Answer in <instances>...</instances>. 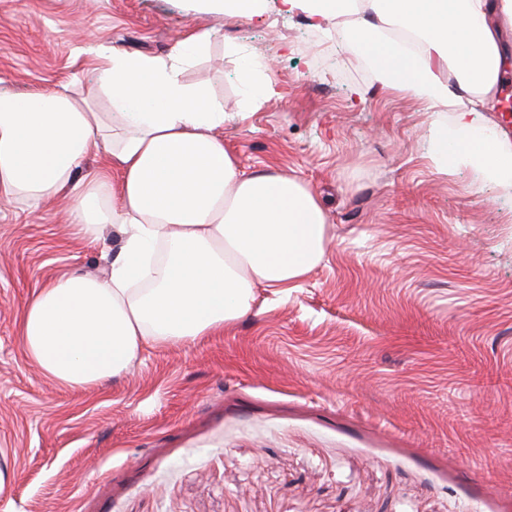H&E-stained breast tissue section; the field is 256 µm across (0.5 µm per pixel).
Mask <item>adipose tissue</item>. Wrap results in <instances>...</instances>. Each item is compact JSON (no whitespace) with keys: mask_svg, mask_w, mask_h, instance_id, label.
<instances>
[{"mask_svg":"<svg viewBox=\"0 0 512 512\" xmlns=\"http://www.w3.org/2000/svg\"><path fill=\"white\" fill-rule=\"evenodd\" d=\"M196 12L264 20L269 10L306 15L367 55L382 87L430 112L452 111L449 142L433 126L429 160L445 174L472 165L512 189V141L479 134L494 109L503 58L499 15L512 0H189ZM200 29L164 57L113 51L92 91L0 90V199L37 207L69 199L76 234L99 240L118 226L122 245L96 275L38 286L17 340L39 374L69 387L99 386L131 370L150 345L181 344L246 316L258 288H285L324 259L327 221L301 179L249 173L216 131L224 107L186 67L206 57ZM266 64L243 57L247 111L274 93ZM111 109L97 111L99 96Z\"/></svg>","mask_w":512,"mask_h":512,"instance_id":"ef3b65f1","label":"adipose tissue"}]
</instances>
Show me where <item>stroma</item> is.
<instances>
[{"mask_svg": "<svg viewBox=\"0 0 512 512\" xmlns=\"http://www.w3.org/2000/svg\"><path fill=\"white\" fill-rule=\"evenodd\" d=\"M201 27L186 80L223 103L246 171L310 185L325 257L223 333L73 389L37 373L17 326L36 285L107 260L57 203H0V512H512V197L433 171L450 113L381 88L303 15L185 0H0V89L84 91L97 56H165ZM228 41L270 65L257 111Z\"/></svg>", "mask_w": 512, "mask_h": 512, "instance_id": "1", "label": "stroma"}]
</instances>
